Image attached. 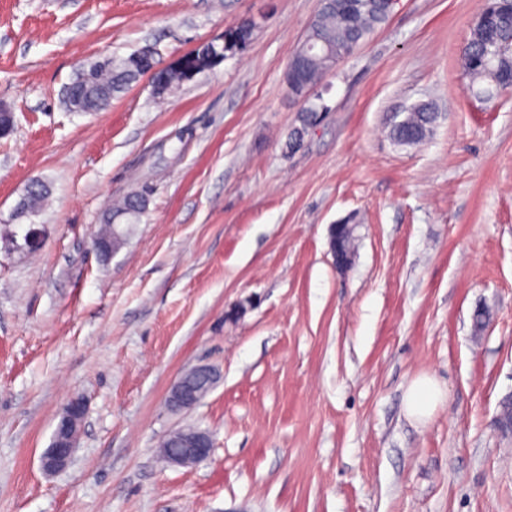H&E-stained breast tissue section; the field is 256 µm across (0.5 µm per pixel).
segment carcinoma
I'll use <instances>...</instances> for the list:
<instances>
[{
	"mask_svg": "<svg viewBox=\"0 0 512 512\" xmlns=\"http://www.w3.org/2000/svg\"><path fill=\"white\" fill-rule=\"evenodd\" d=\"M387 0H327L323 3L306 32L303 44L294 52L288 74V88L297 95L309 85L317 84L331 70V58L340 61L351 49L359 46L390 17ZM254 25L241 21L224 33V54L235 53V45L251 43ZM512 45V4L506 0L491 2L475 17L471 36L463 48L462 64L477 99L488 101L495 92L505 87L502 76L512 73V50L502 54L498 47ZM141 59H112L96 61L80 73L78 89L92 103L99 98L113 96L141 76ZM316 117L312 106L303 108L301 127L289 136L288 149L301 147L304 134ZM436 121V114L426 106L407 112L400 121L389 126V137L399 145H419L425 141ZM147 191L134 192L109 211L112 216L125 219V225L102 224L97 236H117L127 240L133 224L147 210Z\"/></svg>",
	"mask_w": 512,
	"mask_h": 512,
	"instance_id": "cac0c4a2",
	"label": "carcinoma"
}]
</instances>
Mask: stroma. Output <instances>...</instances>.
Segmentation results:
<instances>
[{
	"label": "stroma",
	"instance_id": "stroma-1",
	"mask_svg": "<svg viewBox=\"0 0 512 512\" xmlns=\"http://www.w3.org/2000/svg\"><path fill=\"white\" fill-rule=\"evenodd\" d=\"M484 5L396 0L292 152L285 72L320 0H0V512H512V435L493 424L512 395V92L479 102L461 69ZM245 18L248 48L165 99L143 76L100 112L63 102L99 57L167 64ZM426 103L430 138L395 144L389 120ZM35 179L48 203L17 216ZM143 186L147 212L101 260L104 214ZM347 218L341 273L329 228ZM31 226L39 250L7 245ZM202 364L216 385L169 412ZM423 375L444 399L418 421L403 397ZM75 396L72 462L46 474ZM187 424L211 456L168 465L157 443ZM355 226V224H333L330 226L329 248L337 270L343 271L352 265L355 253L350 251H355L356 248V237L353 232ZM346 236L348 237L345 239L344 245L350 251H347L340 246L341 240ZM192 371L201 373L209 377L213 381V386L217 382L216 372L208 366H198ZM187 373V372H186ZM186 373L182 374L171 386L168 396L167 405L174 411L190 410L194 408L210 391L211 382L203 375H192L191 383L196 389L199 400L195 395L194 388L186 378Z\"/></svg>",
	"mask_w": 512,
	"mask_h": 512
}]
</instances>
